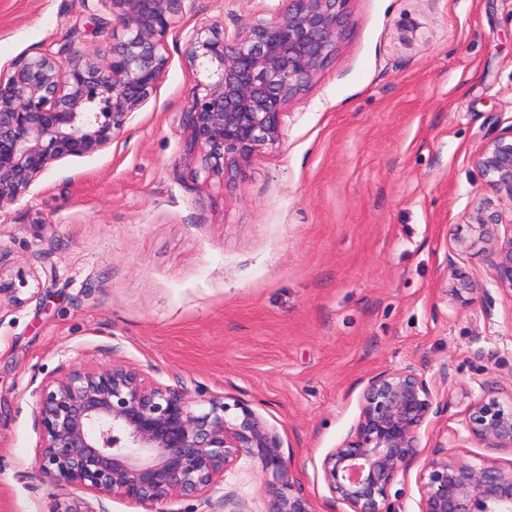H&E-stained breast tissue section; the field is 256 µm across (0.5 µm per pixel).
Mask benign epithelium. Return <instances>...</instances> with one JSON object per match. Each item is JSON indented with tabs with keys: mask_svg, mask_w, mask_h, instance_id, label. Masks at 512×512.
<instances>
[{
	"mask_svg": "<svg viewBox=\"0 0 512 512\" xmlns=\"http://www.w3.org/2000/svg\"><path fill=\"white\" fill-rule=\"evenodd\" d=\"M127 31L88 55L66 44L21 56L0 77V206L16 200L52 161L107 148L156 87L168 58L164 37L185 0H98ZM349 0H287L268 21L247 22L225 38L212 28L185 35L193 66L208 73L182 112L186 153L224 186L243 178L251 156L281 137L283 107L335 55L349 22ZM497 203L512 205V131L486 139L473 155ZM466 248L486 254L495 286L512 294V233L487 198L471 212ZM26 275L0 277V297L15 304ZM453 302L484 303L475 288H450ZM37 456L43 473L84 493L154 506L198 497L249 460L267 481L266 512H313L278 434L245 403L209 399L198 411L186 395L124 364L67 368L35 391ZM236 413H231V409ZM448 409L412 367L366 383L359 417L321 460L324 484L350 512H395L390 490L418 461L423 426ZM462 427L486 448L512 449V400L471 402ZM452 430L418 474L419 512H512V466L471 464L448 454Z\"/></svg>",
	"mask_w": 512,
	"mask_h": 512,
	"instance_id": "1",
	"label": "benign epithelium"
}]
</instances>
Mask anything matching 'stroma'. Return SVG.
Segmentation results:
<instances>
[{
	"mask_svg": "<svg viewBox=\"0 0 512 512\" xmlns=\"http://www.w3.org/2000/svg\"><path fill=\"white\" fill-rule=\"evenodd\" d=\"M285 0H185L168 66L112 144L53 161L0 206V276L36 273L0 302V512H145L51 482L38 466L35 391L65 365L123 363L195 409L241 401L280 437L314 512L318 465L356 423L373 374L414 366L447 413L421 453L461 429L492 384L512 396V294L466 250L485 182L472 156L512 130V0H350L335 56L231 189L198 173L180 116L197 81L184 30L280 15ZM122 27L99 0H0V72L49 45L95 50ZM455 260L490 307L449 303ZM448 370L440 380V370ZM265 512L248 461L210 501L164 512Z\"/></svg>",
	"mask_w": 512,
	"mask_h": 512,
	"instance_id": "obj_1",
	"label": "stroma"
}]
</instances>
